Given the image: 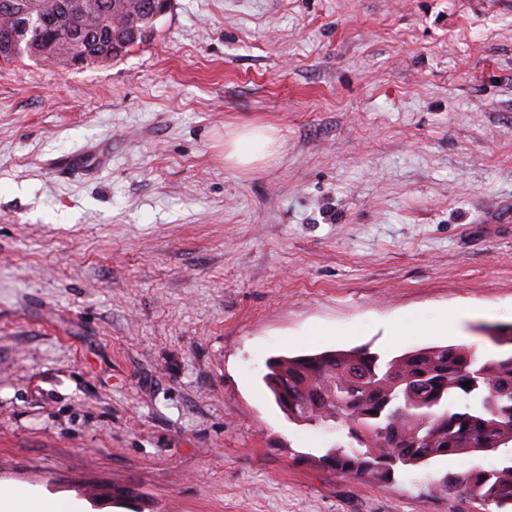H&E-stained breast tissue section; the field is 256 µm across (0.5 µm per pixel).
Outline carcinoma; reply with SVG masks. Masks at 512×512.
<instances>
[{
	"label": "carcinoma",
	"instance_id": "cac0c4a2",
	"mask_svg": "<svg viewBox=\"0 0 512 512\" xmlns=\"http://www.w3.org/2000/svg\"><path fill=\"white\" fill-rule=\"evenodd\" d=\"M165 2L87 0L86 10L66 14L58 0H43L49 24L33 22L22 32V19L0 12V61L22 59L20 42L33 60L120 61L145 42ZM265 384L289 421L345 432L348 442L319 458L342 474L388 481L398 469L437 457L512 446V353L481 360L466 347L431 346L389 359L365 347L280 356ZM437 485L448 495L512 508V458L447 474Z\"/></svg>",
	"mask_w": 512,
	"mask_h": 512
}]
</instances>
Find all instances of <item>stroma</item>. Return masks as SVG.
I'll list each match as a JSON object with an SVG mask.
<instances>
[{"mask_svg":"<svg viewBox=\"0 0 512 512\" xmlns=\"http://www.w3.org/2000/svg\"><path fill=\"white\" fill-rule=\"evenodd\" d=\"M275 129L254 169L226 133ZM455 335H429L445 315ZM512 0H173L83 67L0 63V486L82 512H497L316 465L269 358L496 350Z\"/></svg>","mask_w":512,"mask_h":512,"instance_id":"1","label":"stroma"}]
</instances>
